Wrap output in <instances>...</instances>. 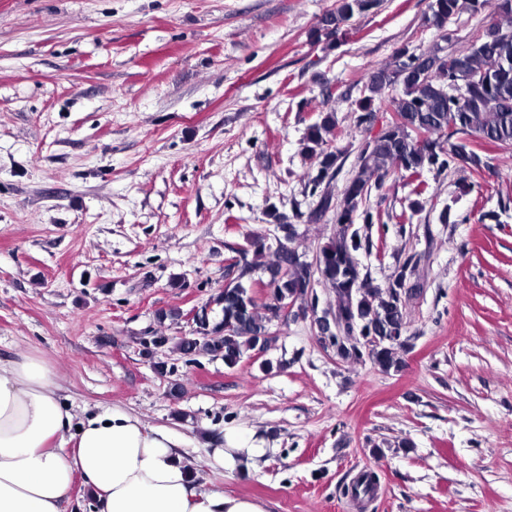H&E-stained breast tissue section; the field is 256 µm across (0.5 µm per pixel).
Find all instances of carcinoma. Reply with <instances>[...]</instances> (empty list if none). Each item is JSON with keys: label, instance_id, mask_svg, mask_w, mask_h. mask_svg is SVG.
I'll return each instance as SVG.
<instances>
[{"label": "carcinoma", "instance_id": "cac0c4a2", "mask_svg": "<svg viewBox=\"0 0 512 512\" xmlns=\"http://www.w3.org/2000/svg\"><path fill=\"white\" fill-rule=\"evenodd\" d=\"M375 0H338L331 17L333 33L342 32L356 14L370 11ZM479 12L485 8L511 19L512 0H430L425 22L439 31L461 9ZM398 85V96L387 98L385 90ZM394 112L393 121L360 149L355 174L345 183L336 206V230L311 265L285 246H280L275 263L269 266L270 313H257L253 286L243 282L252 265L244 262L237 281L224 286L213 299L220 318L210 319L203 311L196 335L182 337L174 349L184 356L220 357L228 368L236 367L249 350H263L270 336L268 324L280 317V309L300 303L317 306L312 281L328 284L336 294V331L325 340L343 358L371 360L382 371L399 369V352L407 345L404 336V295L406 271L403 265L385 287L372 286L361 275L353 252L361 247L357 222L371 224L374 214L360 209L371 188L395 171L411 176L432 172L439 176L462 165L473 172L487 162L465 143L449 145L444 136L463 135L489 144L512 145V31L488 28L478 42L448 55L441 47L426 52L402 48L391 66L373 71L362 97L355 101L356 126L372 123L382 107ZM336 119L322 111L309 125L301 142V153L317 160V173L307 176L305 190L319 197L317 211L331 209L332 197L322 190L339 169L341 153L333 146Z\"/></svg>", "mask_w": 512, "mask_h": 512}]
</instances>
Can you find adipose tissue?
<instances>
[{
	"label": "adipose tissue",
	"mask_w": 512,
	"mask_h": 512,
	"mask_svg": "<svg viewBox=\"0 0 512 512\" xmlns=\"http://www.w3.org/2000/svg\"><path fill=\"white\" fill-rule=\"evenodd\" d=\"M183 445L120 409L75 420L43 356L0 363V512H66L78 478L94 512H265L255 499L207 487ZM263 452L254 434L230 428L210 458L246 473Z\"/></svg>",
	"instance_id": "obj_1"
}]
</instances>
